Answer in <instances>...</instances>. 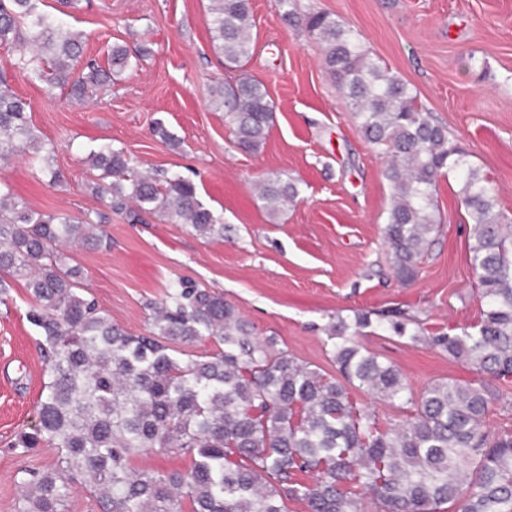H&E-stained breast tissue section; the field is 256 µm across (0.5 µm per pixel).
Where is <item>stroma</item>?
Wrapping results in <instances>:
<instances>
[{"mask_svg":"<svg viewBox=\"0 0 512 512\" xmlns=\"http://www.w3.org/2000/svg\"><path fill=\"white\" fill-rule=\"evenodd\" d=\"M299 11L328 12L358 30L370 55L416 89L448 136L487 176L497 210L512 220V0H296ZM255 52L246 72L260 80L275 120L255 153L238 148L224 114L208 100L217 81H232L212 41L209 0H80L67 22L87 37V56L106 61L112 46L148 48L138 68L107 91L78 102L66 91L31 82L0 47V73L30 104L29 123L53 149L60 184L24 156L0 160V184L33 208L75 217L103 212L111 249L68 248L70 265L114 323L145 334L147 302L167 282L192 278L222 293L254 328L280 348L328 373L325 329L371 311L419 320L428 332L474 324L480 316L468 243L471 221L455 177L441 180L440 232L411 283H400L384 244L390 186L386 159L321 66L320 44L287 24L276 0H251ZM163 122L178 140L152 132ZM103 143L125 149L136 168L191 179L202 202L224 222L223 237L205 238L156 215L142 223L110 211L92 191L86 162ZM272 173L294 179L296 202L269 218L256 183ZM24 278L0 303V512H17L24 470L54 466L56 449L25 453L14 435L36 422L43 388L38 333L27 313ZM364 349L395 364L413 392L429 382L472 381L471 367L427 343L369 328Z\"/></svg>","mask_w":512,"mask_h":512,"instance_id":"1","label":"stroma"}]
</instances>
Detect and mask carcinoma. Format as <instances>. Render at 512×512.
Segmentation results:
<instances>
[{"label":"carcinoma","instance_id":"carcinoma-1","mask_svg":"<svg viewBox=\"0 0 512 512\" xmlns=\"http://www.w3.org/2000/svg\"><path fill=\"white\" fill-rule=\"evenodd\" d=\"M0 0V47L22 46L12 66L34 82L83 101L133 65L115 45L108 68L84 56L86 36L63 19L78 0ZM282 19L301 25L322 46V65L349 104L365 140L387 159L390 206L384 230L397 278L414 279L439 233V180L460 176V200L471 220L470 261L481 301L476 325L425 335L413 318L380 316L377 327L425 342L482 375L473 382L437 380L417 395L401 372L354 341L372 325V313L329 324L339 377L303 363L253 327L224 296L191 279L165 286L149 303L147 333L133 336L112 323L82 293L81 271L63 248L107 249L106 215L71 217L34 210L0 185V303L10 279L24 277L32 299L28 319L39 332L46 363L37 423L18 432L11 447L56 448L54 466L26 472L18 512H62L73 488L89 490L102 512H512V433L486 425L490 405L512 383V223L495 211L489 181L448 139L411 86L364 49L358 31L309 9L279 0ZM214 41L224 65L240 69L254 52L250 0H211ZM210 102L224 112L236 144L257 151L274 121L263 83L250 78L217 82ZM28 103L0 80V159L26 154L37 135ZM51 152L28 162L49 170ZM94 190L132 222L158 214L201 236L224 237V224L199 199L196 184L177 173L135 170L124 150L101 144L88 154ZM299 194L296 183L270 174L259 198L277 216ZM209 339L215 350L184 361L176 344ZM392 405L407 416L382 425L361 409L350 389ZM189 457L185 469L160 473L137 468L148 451Z\"/></svg>","mask_w":512,"mask_h":512}]
</instances>
